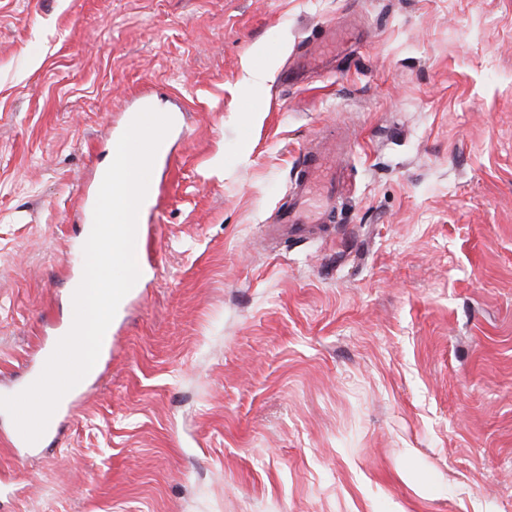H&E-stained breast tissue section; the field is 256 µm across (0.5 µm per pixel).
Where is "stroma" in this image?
I'll return each mask as SVG.
<instances>
[{
    "label": "stroma",
    "mask_w": 512,
    "mask_h": 512,
    "mask_svg": "<svg viewBox=\"0 0 512 512\" xmlns=\"http://www.w3.org/2000/svg\"><path fill=\"white\" fill-rule=\"evenodd\" d=\"M145 97L180 123L142 274L53 449L0 441V512H512V0H0V394L70 321L79 189ZM328 131L339 239L272 243ZM343 41L340 32H337V26L331 27L328 30L327 37L324 41H313L309 44L303 45L302 63L303 68H313L318 66L328 57H336L343 46Z\"/></svg>",
    "instance_id": "35a3bbf8"
}]
</instances>
